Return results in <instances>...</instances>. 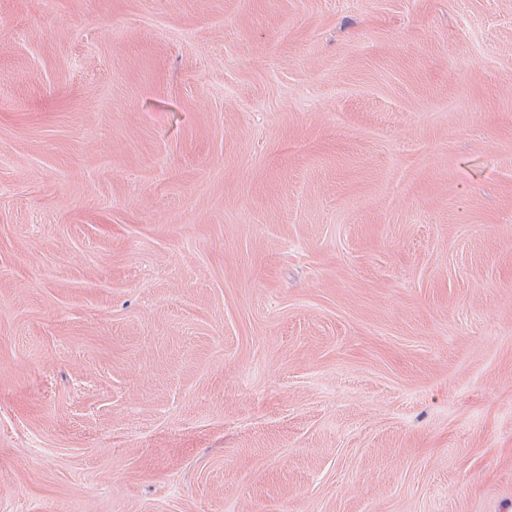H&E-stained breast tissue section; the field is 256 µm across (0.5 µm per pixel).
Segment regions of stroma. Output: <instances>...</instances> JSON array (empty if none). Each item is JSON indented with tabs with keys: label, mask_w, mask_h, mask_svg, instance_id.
I'll return each mask as SVG.
<instances>
[{
	"label": "stroma",
	"mask_w": 512,
	"mask_h": 512,
	"mask_svg": "<svg viewBox=\"0 0 512 512\" xmlns=\"http://www.w3.org/2000/svg\"><path fill=\"white\" fill-rule=\"evenodd\" d=\"M0 512H512V0H0Z\"/></svg>",
	"instance_id": "obj_1"
}]
</instances>
